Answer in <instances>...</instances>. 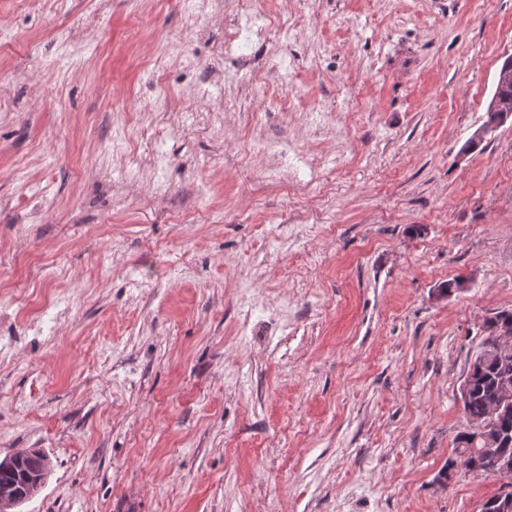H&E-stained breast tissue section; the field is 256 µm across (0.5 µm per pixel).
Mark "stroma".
<instances>
[{"mask_svg": "<svg viewBox=\"0 0 512 512\" xmlns=\"http://www.w3.org/2000/svg\"><path fill=\"white\" fill-rule=\"evenodd\" d=\"M199 2L0 0V459L50 461L18 512H481L512 0ZM487 120L482 126L497 127L512 118V58L501 64L493 95L487 108ZM501 339L508 347V350L503 349L501 346H496L492 356L502 361L507 360L508 353L510 354L512 336L510 333H503ZM498 361H491L485 368L486 372H476L473 376L472 390L469 398L463 400L468 396L469 380L465 377L461 389L460 400L463 404L464 411L467 414L469 421L473 425L471 432L462 434L459 442L464 444L463 447V465L466 467V460L469 456L474 454L486 455L491 458L499 450L508 448H495L494 437L500 430L512 431V395L507 401L503 400V393L505 391L508 395V387L503 389L501 378H497V374L502 373L505 366ZM498 404L499 413L496 419V427L493 430L484 431L482 429L483 416L488 407Z\"/></svg>", "mask_w": 512, "mask_h": 512, "instance_id": "stroma-1", "label": "stroma"}]
</instances>
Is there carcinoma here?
<instances>
[{"mask_svg": "<svg viewBox=\"0 0 512 512\" xmlns=\"http://www.w3.org/2000/svg\"><path fill=\"white\" fill-rule=\"evenodd\" d=\"M486 116V127L500 126L512 118V58L505 59L501 64ZM505 369L512 375V362L504 366L493 360L487 365L486 372H477L473 376L471 393L463 403L464 411L473 425L472 431L460 436L465 459L478 453L493 456L498 452L495 448V434L501 430L512 431V398L503 400L504 389L501 379L497 378V374ZM494 404L499 405L496 427L485 431L482 429L483 416L488 407ZM16 459L13 469H0V486L25 491L28 488L26 477L33 475L39 465L47 461V457L38 452H23L17 454Z\"/></svg>", "mask_w": 512, "mask_h": 512, "instance_id": "carcinoma-1", "label": "carcinoma"}]
</instances>
